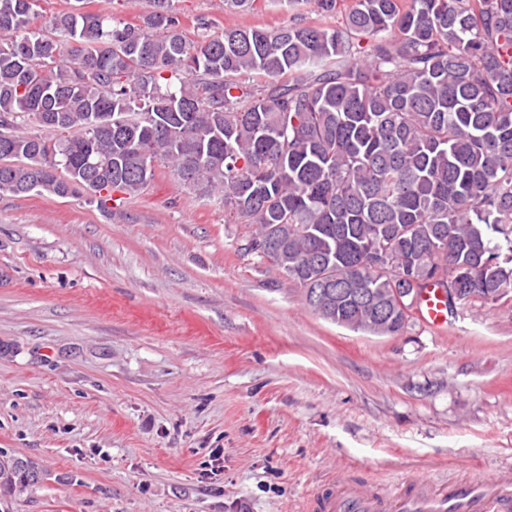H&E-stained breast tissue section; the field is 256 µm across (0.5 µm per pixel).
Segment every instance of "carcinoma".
<instances>
[{"mask_svg": "<svg viewBox=\"0 0 512 512\" xmlns=\"http://www.w3.org/2000/svg\"><path fill=\"white\" fill-rule=\"evenodd\" d=\"M39 2L0 0V194L104 209L159 163L354 331L400 333L389 288L411 274L512 297V0H315L318 21L278 0L286 24L193 36L175 0L36 28ZM34 473L0 452V504Z\"/></svg>", "mask_w": 512, "mask_h": 512, "instance_id": "carcinoma-1", "label": "carcinoma"}]
</instances>
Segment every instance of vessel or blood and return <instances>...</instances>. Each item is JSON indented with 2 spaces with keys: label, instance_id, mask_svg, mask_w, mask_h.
<instances>
[{
  "label": "vessel or blood",
  "instance_id": "obj_1",
  "mask_svg": "<svg viewBox=\"0 0 512 512\" xmlns=\"http://www.w3.org/2000/svg\"><path fill=\"white\" fill-rule=\"evenodd\" d=\"M419 319L436 331L448 326L446 298L438 288L425 289L418 301ZM304 512H512V472H500L485 483L434 485L428 476L403 481L388 495L335 478L303 505Z\"/></svg>",
  "mask_w": 512,
  "mask_h": 512
}]
</instances>
